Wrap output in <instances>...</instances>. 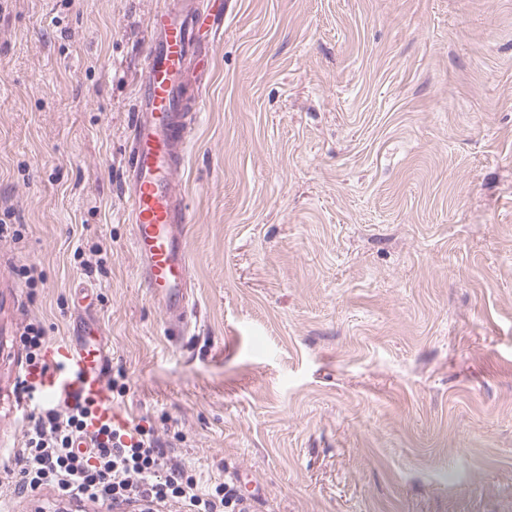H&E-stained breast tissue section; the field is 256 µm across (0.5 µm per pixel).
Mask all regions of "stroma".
Here are the masks:
<instances>
[{
	"instance_id": "35a3bbf8",
	"label": "stroma",
	"mask_w": 512,
	"mask_h": 512,
	"mask_svg": "<svg viewBox=\"0 0 512 512\" xmlns=\"http://www.w3.org/2000/svg\"><path fill=\"white\" fill-rule=\"evenodd\" d=\"M162 2L0 0V512L61 505L17 490L20 337L78 318L123 416L250 512H512V0H224L177 344L122 221Z\"/></svg>"
}]
</instances>
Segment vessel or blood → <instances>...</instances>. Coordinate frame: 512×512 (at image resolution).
Listing matches in <instances>:
<instances>
[{
	"label": "vessel or blood",
	"instance_id": "1",
	"mask_svg": "<svg viewBox=\"0 0 512 512\" xmlns=\"http://www.w3.org/2000/svg\"><path fill=\"white\" fill-rule=\"evenodd\" d=\"M200 16L214 34L223 33L224 9L216 2L204 13L198 0H174L173 6L154 13L128 139L123 217L132 227L140 275L163 314L168 336L182 334L189 313L185 290L190 267L184 240L190 214L172 191V177L184 157L193 119L185 110L180 78L198 41L194 21ZM105 365L97 327L82 323L74 339L49 350L45 368L27 370L26 381L58 409L91 401L92 427L119 424L123 418L105 381Z\"/></svg>",
	"mask_w": 512,
	"mask_h": 512
}]
</instances>
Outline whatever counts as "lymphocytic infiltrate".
Segmentation results:
<instances>
[{"instance_id":"lymphocytic-infiltrate-1","label":"lymphocytic infiltrate","mask_w":512,"mask_h":512,"mask_svg":"<svg viewBox=\"0 0 512 512\" xmlns=\"http://www.w3.org/2000/svg\"><path fill=\"white\" fill-rule=\"evenodd\" d=\"M90 404L48 408L34 417L17 457L22 482L101 505L173 502L188 512H224L223 484L200 488L173 463L154 428L127 423L88 431Z\"/></svg>"}]
</instances>
